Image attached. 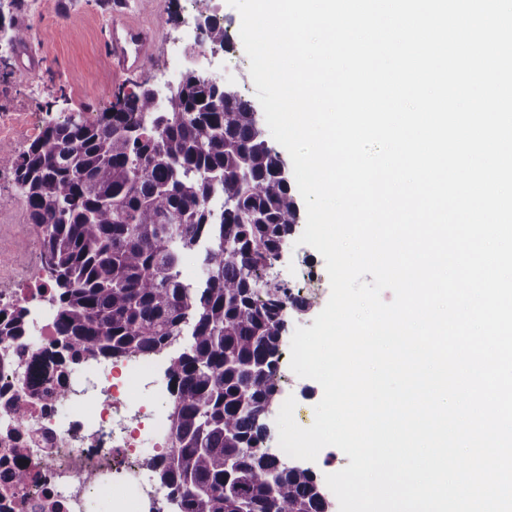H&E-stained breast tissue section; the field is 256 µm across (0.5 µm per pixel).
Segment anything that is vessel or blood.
<instances>
[{
  "instance_id": "1",
  "label": "vessel or blood",
  "mask_w": 512,
  "mask_h": 512,
  "mask_svg": "<svg viewBox=\"0 0 512 512\" xmlns=\"http://www.w3.org/2000/svg\"><path fill=\"white\" fill-rule=\"evenodd\" d=\"M110 60V74L133 72L151 56L155 46V34L152 28L113 20L106 38Z\"/></svg>"
}]
</instances>
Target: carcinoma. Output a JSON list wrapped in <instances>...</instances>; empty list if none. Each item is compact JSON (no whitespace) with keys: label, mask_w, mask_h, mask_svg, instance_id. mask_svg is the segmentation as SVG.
<instances>
[{"label":"carcinoma","mask_w":512,"mask_h":512,"mask_svg":"<svg viewBox=\"0 0 512 512\" xmlns=\"http://www.w3.org/2000/svg\"><path fill=\"white\" fill-rule=\"evenodd\" d=\"M24 7L0 5L10 42ZM200 29L233 51L213 19ZM258 121L241 93L191 70L161 110L143 88L96 123L47 126L18 155L0 146L39 231L60 374L189 337L167 370L171 446L149 462L175 512H328L314 472L265 446L282 338L311 301L265 279L304 217ZM191 252L195 282L181 272ZM28 315L1 309L0 339L24 335Z\"/></svg>","instance_id":"carcinoma-1"}]
</instances>
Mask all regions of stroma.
Listing matches in <instances>:
<instances>
[{
    "instance_id": "stroma-1",
    "label": "stroma",
    "mask_w": 512,
    "mask_h": 512,
    "mask_svg": "<svg viewBox=\"0 0 512 512\" xmlns=\"http://www.w3.org/2000/svg\"><path fill=\"white\" fill-rule=\"evenodd\" d=\"M27 11L16 19L21 43L7 47L11 66L0 69V142L16 152L27 150L45 126L64 120L94 121L111 111L119 97L148 86L170 88L166 80L164 45L169 37L194 25L203 15H220L236 47L213 71L247 99H255L249 65L240 46L241 16L227 0H28ZM153 27L158 47L139 70L109 76L103 31L113 16ZM31 226L24 198L10 171H0V288L18 291L38 287L40 242L29 237ZM272 281H293L311 308L292 316L290 327L312 326L326 305L330 283L323 257L308 245L288 244L284 256L269 269ZM290 338L281 351V397H294V419L310 426L323 390L314 380L296 376L290 368Z\"/></svg>"
}]
</instances>
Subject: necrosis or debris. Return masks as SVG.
<instances>
[{"mask_svg":"<svg viewBox=\"0 0 512 512\" xmlns=\"http://www.w3.org/2000/svg\"><path fill=\"white\" fill-rule=\"evenodd\" d=\"M18 303L33 312L26 336L0 340V512H85L87 488L129 481L138 482L139 504L150 512L157 490L136 454L141 432L121 409L139 400L153 440L163 439L165 423L148 401L161 391L155 361H101L59 379L51 315L31 295L0 292V309ZM131 378L138 386L130 392Z\"/></svg>","mask_w":512,"mask_h":512,"instance_id":"necrosis-or-debris-1","label":"necrosis or debris"}]
</instances>
